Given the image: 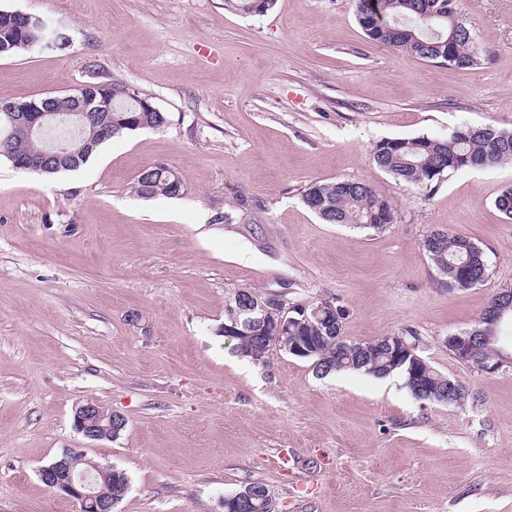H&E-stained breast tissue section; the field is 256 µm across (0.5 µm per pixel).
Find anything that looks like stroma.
<instances>
[{
	"instance_id": "stroma-1",
	"label": "stroma",
	"mask_w": 512,
	"mask_h": 512,
	"mask_svg": "<svg viewBox=\"0 0 512 512\" xmlns=\"http://www.w3.org/2000/svg\"><path fill=\"white\" fill-rule=\"evenodd\" d=\"M0 9L72 40L0 58V101L114 80L168 115L75 171L0 159V512H76L38 475L69 448L127 474L115 512H224L225 495L253 481L276 512H512V364L483 374L445 344L512 286V221L494 206L512 163L452 173L431 193L371 160L384 138L512 131V0H467L473 41L491 54L466 69L370 40L353 0H276L261 14L224 0ZM158 163L181 174V195L135 193ZM337 179L389 197L396 223L322 221L302 195ZM435 228L484 249L483 283L436 284L422 247ZM240 287L334 301L354 342L411 329L469 396L420 401L396 374L319 378L275 347L238 357L224 309ZM89 401L126 417L117 438L75 428Z\"/></svg>"
}]
</instances>
